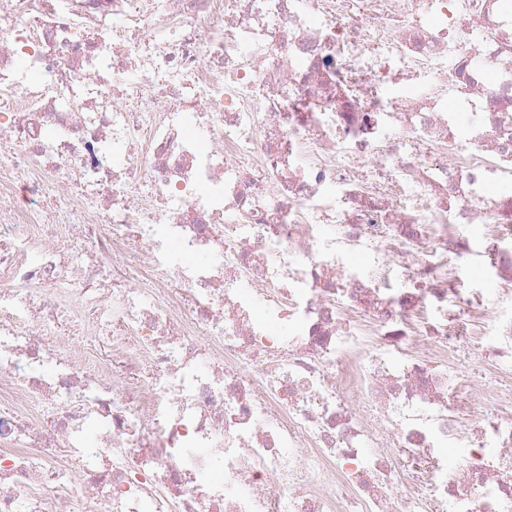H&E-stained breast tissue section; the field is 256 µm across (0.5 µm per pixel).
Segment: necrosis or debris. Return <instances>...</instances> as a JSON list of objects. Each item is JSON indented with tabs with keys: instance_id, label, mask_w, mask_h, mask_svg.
<instances>
[{
	"instance_id": "1",
	"label": "necrosis or debris",
	"mask_w": 512,
	"mask_h": 512,
	"mask_svg": "<svg viewBox=\"0 0 512 512\" xmlns=\"http://www.w3.org/2000/svg\"><path fill=\"white\" fill-rule=\"evenodd\" d=\"M504 183L512 0H0V512H512Z\"/></svg>"
}]
</instances>
